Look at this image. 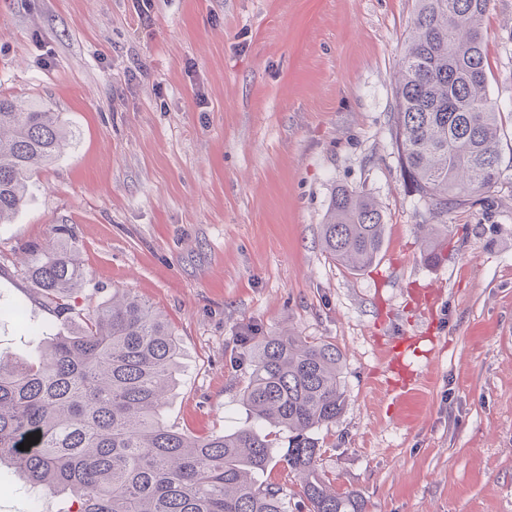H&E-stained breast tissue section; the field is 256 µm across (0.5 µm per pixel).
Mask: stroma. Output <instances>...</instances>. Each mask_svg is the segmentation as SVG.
Instances as JSON below:
<instances>
[{"instance_id":"1","label":"stroma","mask_w":512,"mask_h":512,"mask_svg":"<svg viewBox=\"0 0 512 512\" xmlns=\"http://www.w3.org/2000/svg\"><path fill=\"white\" fill-rule=\"evenodd\" d=\"M415 0H0V93L56 112L67 149L0 225V352L27 359L56 325L24 274L67 229L86 315L126 289L182 344L161 411L191 436L251 425L249 332L343 353L344 409L319 428L318 470L366 512H512V0H491L488 93L501 176L430 223L391 132ZM373 196L381 253L350 271L323 250L338 186ZM431 334L422 385L390 390L384 349ZM0 465V512H66Z\"/></svg>"}]
</instances>
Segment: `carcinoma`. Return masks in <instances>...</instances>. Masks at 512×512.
Wrapping results in <instances>:
<instances>
[{
	"instance_id": "cac0c4a2",
	"label": "carcinoma",
	"mask_w": 512,
	"mask_h": 512,
	"mask_svg": "<svg viewBox=\"0 0 512 512\" xmlns=\"http://www.w3.org/2000/svg\"><path fill=\"white\" fill-rule=\"evenodd\" d=\"M491 0H417L394 87L395 147L411 192L437 219L425 257H440L448 207L501 176L498 112L488 96L486 34ZM57 113L0 95V224L25 204L36 170L64 149ZM384 214L369 195L336 189L322 224L323 250L351 271L380 253ZM24 273L57 320L71 319L84 282L65 242L24 260ZM26 362L0 354V464L35 491L67 493L74 512H289L284 488L259 480L273 440L255 426L187 436L159 419L181 350L168 322L124 292L48 339ZM242 402L257 423L290 433L283 461L308 512H365L354 491L317 471L312 434L344 408L343 354L333 343L291 332L252 348ZM39 442L20 450L28 435Z\"/></svg>"
}]
</instances>
